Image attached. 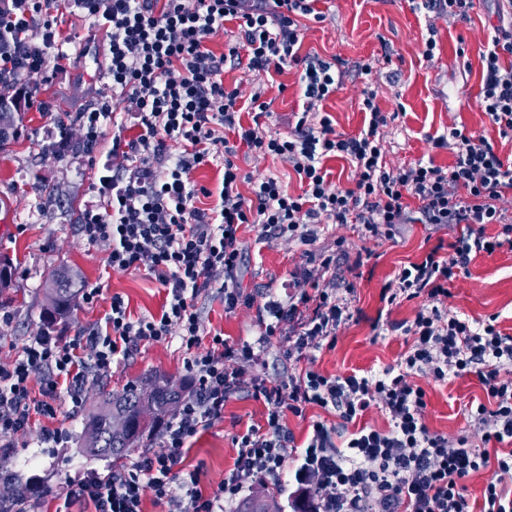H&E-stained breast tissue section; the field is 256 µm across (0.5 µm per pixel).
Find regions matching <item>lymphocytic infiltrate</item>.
<instances>
[{
	"mask_svg": "<svg viewBox=\"0 0 512 512\" xmlns=\"http://www.w3.org/2000/svg\"><path fill=\"white\" fill-rule=\"evenodd\" d=\"M51 0H8L0 7V85L30 110H46L42 86L70 61L69 40L49 11ZM318 0H70L92 32H105L101 63L105 80L94 104L77 113L53 115L56 154L74 145L94 154L112 141V168L102 176L97 202L86 208L79 233L108 247L109 268L145 271L165 292L159 315L132 318L121 295L99 322L72 338L37 335L10 360L0 362V448H13L31 425H39L46 447L59 443L55 422L61 409L78 413L87 385L111 375L140 346L178 342L189 391L162 421V451H145L107 475L90 474L66 494L55 512L73 506L88 512H143L145 495L167 512H224L255 485L284 488L294 480L308 512H512V336L496 316L449 313V283L467 274L474 257L512 251V162L503 160L480 135L450 128L435 139L454 151L453 165L434 162L394 167L386 160L387 117L375 90L363 92L369 119L354 136L337 133L319 105L340 83L335 66L302 53L304 23L322 21ZM431 13L421 56L434 61L436 20L467 19L472 0H414ZM497 25L481 54L480 107L501 136H512V10L497 8ZM236 23L227 50L215 54L214 34ZM246 64L262 77L285 66L301 70L304 109L288 133L263 128L269 104L261 89L243 95L224 84L226 64ZM40 83H33V76ZM251 125H243V107ZM125 110L130 122L117 120ZM79 143H72V130ZM254 159H279L292 167L301 194L280 178H243L235 162L239 148ZM347 160L351 186L328 179L324 163ZM222 164L216 207L202 208L208 188L191 178L194 169ZM248 193H241V184ZM434 227L450 225L453 240H438L420 260L401 266L381 291L387 305L418 301L413 319L389 323L411 343L399 363L381 373L327 376L313 367L315 351L334 348L342 326L360 320L353 288L338 292L335 253L316 249L326 226L357 225L362 239L391 238L411 211ZM267 241L303 245L302 264L288 283L287 300L256 304L238 285L248 255L243 237L250 225ZM499 225L488 235L487 225ZM218 288L224 312H254L265 337L276 338L282 375L268 379L253 367L257 343L207 331L197 299ZM475 374L487 400L471 408L473 432L451 438L429 430L427 400L417 376L445 383ZM246 394L266 407L263 423L235 436L237 455L213 492L201 489V469L184 470L191 439L224 416L226 403ZM318 407L340 420L333 427L313 422L304 446H296L286 415L304 416ZM387 418L388 430L357 426L370 408ZM294 470H287L288 459ZM492 470L473 506L464 482Z\"/></svg>",
	"mask_w": 512,
	"mask_h": 512,
	"instance_id": "f902f5d3",
	"label": "lymphocytic infiltrate"
}]
</instances>
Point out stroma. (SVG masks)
I'll use <instances>...</instances> for the list:
<instances>
[{
    "mask_svg": "<svg viewBox=\"0 0 512 512\" xmlns=\"http://www.w3.org/2000/svg\"><path fill=\"white\" fill-rule=\"evenodd\" d=\"M54 14L60 15V27L74 47L73 61L42 95L55 111L77 112L94 101L98 63L107 48L105 34L88 40L89 22L72 13L68 0H54ZM495 0H474L467 22L437 20L440 53L426 63L420 49L427 35L424 13L413 10L410 0H319L323 22H309L303 41L304 52L342 62V86L323 104L336 132L358 134L364 125L361 92L375 89L382 112L388 117L384 130L387 159L396 166H411L418 160L433 159L439 166L454 160L450 150L434 145L436 137L449 127L484 136L495 151L512 160V139L501 138L498 128L479 105L482 64L480 55L487 43L488 25L495 19ZM371 73H364V63ZM297 68L289 67L273 81L263 85L264 101L270 104L266 126L270 132H287L295 111L301 110L302 91ZM53 126L47 115L28 110L18 125V133L7 151L0 152V195L11 202L13 233L0 239V257L12 265L10 283L13 301L6 311L14 320L0 337V360L12 358L18 346L41 332L40 314L47 305L45 282L50 274L66 267L78 271L89 285H100L104 298L91 309H75L68 321L54 327V335L68 337L79 328L101 319L112 295H121L133 317L158 313L164 299L160 286L138 271L106 269L105 245H92L79 236L77 224L83 210L95 202L94 184L104 173L112 149L104 141L94 156L77 152L57 159L48 145ZM260 227L247 228L244 237L249 254L239 281L263 304L266 297L286 298L290 273L299 263L298 246L283 241L258 243ZM349 243L347 252H336L334 238L323 235L319 248L336 253L340 270L337 288L354 286L356 305L364 314L362 321L342 327L336 345L317 351L315 367L327 375L342 376L354 371H377L396 364L407 348L400 333L375 335L371 323L379 313L391 320L413 318L415 303L406 302L385 309L381 290L401 265L417 260L429 248L432 239H451L454 228L432 229L427 224H401L389 240H362L357 228H341ZM372 250V258L351 275L349 266L360 248ZM450 313L474 318L497 316L500 329L512 335V251L476 257L467 275L450 287ZM206 327L223 331L233 339L261 341L266 353H274L277 341L262 335L255 318L241 312L226 315L217 290L198 299ZM163 374L174 382L184 379L183 354L177 345L150 344L117 368L113 375L92 382L86 393L84 413L99 403L100 391L117 392L146 376ZM419 385L426 392V423L431 431L455 436L469 428L468 410L486 395L476 376L468 375L445 383L422 376ZM265 409L240 394L224 407V417L209 430L197 435L186 455L187 466H202L201 487L215 490L236 457L233 439L252 424L263 421ZM57 427L63 440L53 448L38 441L37 430L21 436L15 448H0V462L16 472L40 480V491L54 497L65 496L72 484L86 473L108 474L114 462L87 459L81 451L82 415L60 414Z\"/></svg>",
    "mask_w": 512,
    "mask_h": 512,
    "instance_id": "1",
    "label": "stroma"
}]
</instances>
